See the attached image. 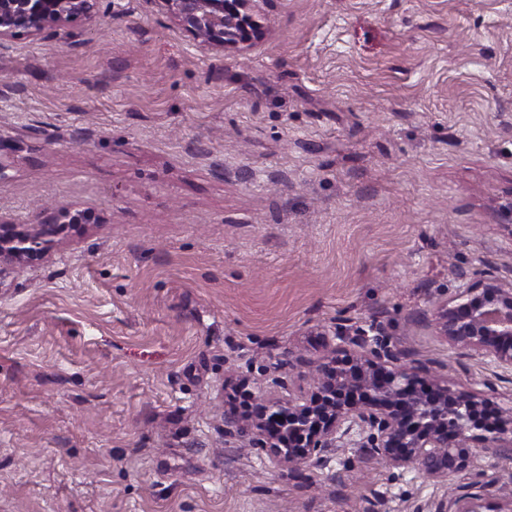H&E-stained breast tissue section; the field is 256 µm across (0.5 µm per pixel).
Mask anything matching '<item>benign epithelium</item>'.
Listing matches in <instances>:
<instances>
[{
    "mask_svg": "<svg viewBox=\"0 0 512 512\" xmlns=\"http://www.w3.org/2000/svg\"><path fill=\"white\" fill-rule=\"evenodd\" d=\"M99 0H0V44L21 37L40 41L75 37L72 24L98 23ZM187 34L203 52L219 58L252 48L265 36L271 0H146ZM96 223L90 209L61 206L55 220L19 224L0 215V266L23 269L46 257L68 231ZM433 326L458 354L488 360L501 373L481 390L448 383L433 361L393 348L382 325L325 328L328 353L307 363L313 389L280 397L263 394L257 411L232 414L229 435L249 437L275 463L295 471L324 466L342 448H364L391 468L415 470L445 484L468 471L454 493L417 503L413 512H512V470L497 501L486 498L478 461L512 460V411L488 426L482 418L485 391L512 373V282L484 272L462 281L435 303Z\"/></svg>",
    "mask_w": 512,
    "mask_h": 512,
    "instance_id": "1",
    "label": "benign epithelium"
}]
</instances>
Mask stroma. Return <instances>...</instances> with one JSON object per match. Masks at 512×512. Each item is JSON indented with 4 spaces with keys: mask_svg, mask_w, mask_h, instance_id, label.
Returning a JSON list of instances; mask_svg holds the SVG:
<instances>
[{
    "mask_svg": "<svg viewBox=\"0 0 512 512\" xmlns=\"http://www.w3.org/2000/svg\"><path fill=\"white\" fill-rule=\"evenodd\" d=\"M0 49V214L95 212L0 280V512H410L444 487L347 448L291 472L224 434L228 377L306 385L321 331L436 336L512 280V0H273L218 58L146 0Z\"/></svg>",
    "mask_w": 512,
    "mask_h": 512,
    "instance_id": "obj_1",
    "label": "stroma"
}]
</instances>
